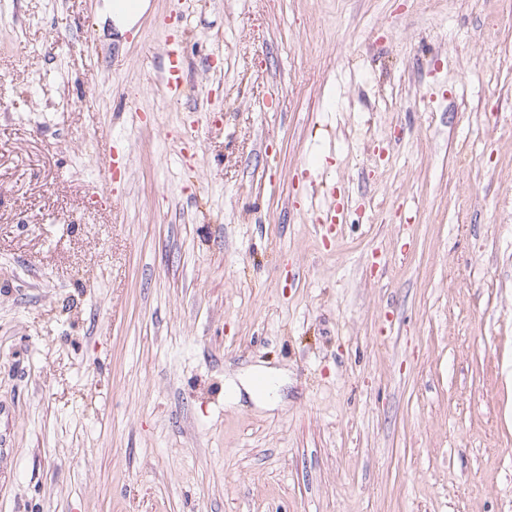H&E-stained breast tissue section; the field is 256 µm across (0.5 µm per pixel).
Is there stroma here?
Here are the masks:
<instances>
[{
	"mask_svg": "<svg viewBox=\"0 0 512 512\" xmlns=\"http://www.w3.org/2000/svg\"><path fill=\"white\" fill-rule=\"evenodd\" d=\"M103 2L0 0V512H512V0H190L177 103ZM102 172L100 188L103 192L111 191L112 180L120 177L126 165V156L119 155L112 139H108L101 144Z\"/></svg>",
	"mask_w": 512,
	"mask_h": 512,
	"instance_id": "35a3bbf8",
	"label": "stroma"
}]
</instances>
